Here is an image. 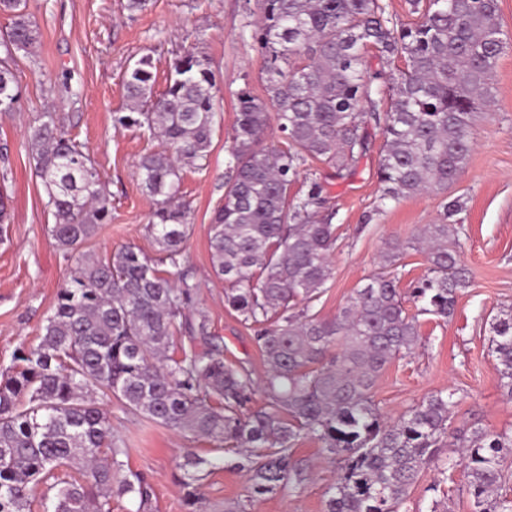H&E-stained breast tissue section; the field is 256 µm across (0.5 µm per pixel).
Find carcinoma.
<instances>
[{
  "label": "carcinoma",
  "instance_id": "obj_1",
  "mask_svg": "<svg viewBox=\"0 0 512 512\" xmlns=\"http://www.w3.org/2000/svg\"><path fill=\"white\" fill-rule=\"evenodd\" d=\"M412 2L417 19L399 27L384 0H256L250 37L264 60L267 98L247 88L237 95L224 204L210 230L212 268L228 285L224 303L256 327L269 365L266 402L250 412L252 372L225 360L197 306L198 284L186 274L175 282L161 269L181 266L192 231L180 188L184 169L202 167L221 121L213 74L188 52L172 61L156 95L150 57L127 72L128 112L115 123L164 143L139 166L155 201L147 230L160 255L125 247L79 258L39 343L18 349L17 365L0 375V512H31L41 486L55 491L50 512H112V499L124 497L152 512V488L128 468L129 449L112 439L98 396L175 430L246 446L235 467L247 470L254 497L302 481L292 445L310 435L340 464L327 512H398L427 470L448 471L447 447L460 449L473 512H512V498L500 493L512 468V433L451 431L450 393L423 399L391 425L374 408L380 372L422 340L396 277L371 278L333 319L312 312L333 278L336 228L322 181L313 173L296 186L299 168L311 160L339 179L355 174L374 127L383 137L380 201L448 193L467 165L472 128L489 116L498 60L512 49L498 0ZM21 5L0 0V11L13 13L0 40L9 55L39 39ZM371 58L379 68H370ZM17 103L13 70L0 60V112ZM272 122L286 147L261 145ZM28 147L54 218L51 236L70 259L112 221L111 194L57 113H41ZM443 209V223L424 229L428 272L411 297L422 312L446 319L470 278L456 251L461 204ZM491 333L500 386L512 396L511 310L495 318ZM204 463L193 455L183 465L186 512H198L202 500L188 469ZM72 467L79 476L68 473Z\"/></svg>",
  "mask_w": 512,
  "mask_h": 512
}]
</instances>
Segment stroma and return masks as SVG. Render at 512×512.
Instances as JSON below:
<instances>
[{
  "mask_svg": "<svg viewBox=\"0 0 512 512\" xmlns=\"http://www.w3.org/2000/svg\"><path fill=\"white\" fill-rule=\"evenodd\" d=\"M26 11L40 29L29 51L6 54L16 77V112L0 113V148L9 154L5 238L0 239V374L13 365L15 350L33 343L51 313L59 288L76 263L65 259L49 228L54 219L47 194L28 152V136L41 112L58 113L66 130L83 143L112 194V221L79 249L102 257L131 246L156 256L158 245L146 226L155 208L143 190L141 158L162 150L161 139L116 126L113 115L125 111L123 82L129 68L145 55L154 63L155 92H163L173 59L187 51L203 56L214 76L221 124L203 169L183 173L181 191L190 204L192 232L185 245L184 267L199 284L198 303L208 314L211 331L224 341L227 360L249 368L263 384L268 366L254 342V331L224 304L223 281L213 273L209 236L212 217L224 201L228 146L234 132L237 93L250 88L265 97L263 60L247 28L245 0H147L132 13L126 0H25ZM496 98L488 119L473 130L472 150L464 173L447 195L424 194L380 205L376 171L382 137L371 132V147L351 178L336 179L322 164L320 174L333 211L337 248L334 277L314 303L320 318H334L355 288L378 273L398 279L408 291L427 272L424 252L404 250L395 265L382 261L385 245L403 241L427 224L439 223L446 199H459L465 232L457 247L468 269L469 288L457 297L454 314L441 319L421 313L420 303L406 300L420 324L423 343L410 357L397 359L380 373L373 402L381 418L398 420L411 406L439 393L455 402L452 428L479 427L512 432V397L501 388L489 344L490 324L512 308V50L495 71ZM113 435L129 450L128 463L153 489L156 512H185L179 479L189 455L208 459L200 472L202 512H222L225 503L244 504L245 512H325L326 491L339 468L321 442L297 440L293 454L305 479L284 493L263 498L250 494L237 455L216 443L123 411L104 400ZM450 468L441 492L430 491V478L412 488L402 512H430L443 501L448 512H471L458 455L445 450Z\"/></svg>",
  "mask_w": 512,
  "mask_h": 512,
  "instance_id": "stroma-1",
  "label": "stroma"
}]
</instances>
